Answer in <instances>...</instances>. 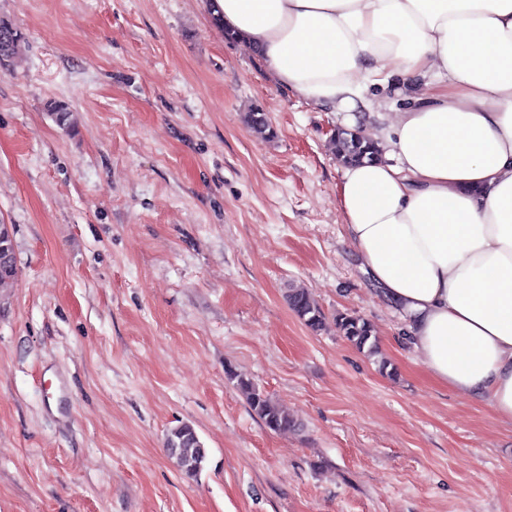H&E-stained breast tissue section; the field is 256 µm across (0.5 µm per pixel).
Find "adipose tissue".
<instances>
[{
    "mask_svg": "<svg viewBox=\"0 0 512 512\" xmlns=\"http://www.w3.org/2000/svg\"><path fill=\"white\" fill-rule=\"evenodd\" d=\"M225 30L365 129L366 93H418L337 199L363 272L426 373L512 425V0H218Z\"/></svg>",
    "mask_w": 512,
    "mask_h": 512,
    "instance_id": "adipose-tissue-1",
    "label": "adipose tissue"
}]
</instances>
